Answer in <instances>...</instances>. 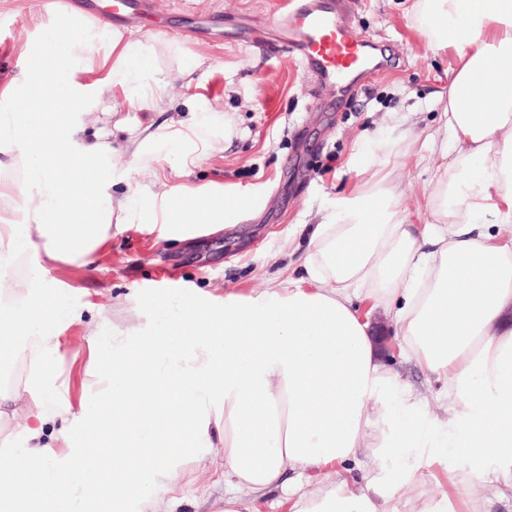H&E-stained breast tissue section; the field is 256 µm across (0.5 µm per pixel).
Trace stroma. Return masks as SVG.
<instances>
[{
    "instance_id": "35a3bbf8",
    "label": "stroma",
    "mask_w": 512,
    "mask_h": 512,
    "mask_svg": "<svg viewBox=\"0 0 512 512\" xmlns=\"http://www.w3.org/2000/svg\"><path fill=\"white\" fill-rule=\"evenodd\" d=\"M45 0H0V57L21 56L42 35L49 14ZM345 22L368 41L373 68L355 87L340 93L318 86L302 62L284 48L272 19L295 10L299 0H154L150 19L157 32L141 35L156 51V79L166 96L165 111L127 101L122 93L104 97L91 119L95 128L139 120L162 128L191 121L195 102L223 111L230 127L214 124L207 139H220L223 151L197 152L189 180L247 192L263 204L260 215L239 214L219 232L196 225L191 237L171 239L158 224L113 230L108 251L88 267L60 266L48 278L72 288L85 319L104 314L120 328L140 330L155 301L178 289L193 290L199 302L220 310L224 298L256 294L269 279L302 272L312 225L320 223L336 193L359 178L356 143L377 131L387 113L407 115L419 136L435 133L448 106L451 59L435 55L405 12L408 0H346ZM222 12L220 31L198 34L192 45L179 37L192 14ZM164 179L150 182L122 146L112 152L121 193L163 196L179 185L177 156L156 152L148 158ZM395 174L406 190L408 221L422 231L431 217L423 189L430 171L414 159L393 157ZM407 463L425 475L428 487L449 496V512H467L465 498L448 479L464 463L461 455L434 460L407 454ZM224 460L204 451L199 468L171 483L162 506L177 512H213L224 500Z\"/></svg>"
}]
</instances>
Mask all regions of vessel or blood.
<instances>
[{
    "label": "vessel or blood",
    "instance_id": "b4317fda",
    "mask_svg": "<svg viewBox=\"0 0 512 512\" xmlns=\"http://www.w3.org/2000/svg\"><path fill=\"white\" fill-rule=\"evenodd\" d=\"M343 7V0H306L294 17L281 16L275 22L282 43L300 56L306 70L321 84L338 88L349 85L367 56L366 43L336 21ZM148 14L147 0H116L112 8L118 20Z\"/></svg>",
    "mask_w": 512,
    "mask_h": 512
}]
</instances>
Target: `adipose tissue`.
Returning <instances> with one entry per match:
<instances>
[{
    "instance_id": "adipose-tissue-1",
    "label": "adipose tissue",
    "mask_w": 512,
    "mask_h": 512,
    "mask_svg": "<svg viewBox=\"0 0 512 512\" xmlns=\"http://www.w3.org/2000/svg\"><path fill=\"white\" fill-rule=\"evenodd\" d=\"M407 15L432 51L454 54L442 137L419 139L402 113H388L396 139L378 142L383 158L371 176L337 194L312 228L304 277L228 295L220 312L183 294L160 299L143 336L83 323L69 290L50 287L44 271L92 264L113 226L153 224L161 210L179 214L166 230L182 239L192 225L230 222L241 201H258L220 186L185 190L161 210L148 196L113 197V133L84 136L80 115L98 101L63 81L55 59L104 71V84L160 111L164 99L148 82L154 51L81 17L49 20L55 56L11 80V93L25 104L39 90L46 108L68 109L67 126L35 137L17 113H0V141L24 176L0 179V336L22 338L18 371L0 376V512H95L101 499L113 512L130 501L156 512L204 448L224 457L232 491L222 512H254V497L280 488L289 512H380L398 488L420 483L416 468L393 459L452 447L481 451L454 475L459 490L470 492L491 462L512 485V238L472 231L481 217L512 223V0H413ZM105 41L116 52L110 63L98 54ZM117 131L136 158L154 143L179 153L190 143L140 123ZM420 149L436 157L425 196L434 223L423 241L406 222V191L389 161ZM87 168L98 181L90 199L72 191ZM20 258L32 261L30 273L7 275ZM363 301L393 308L405 354L446 380L447 420L383 364ZM78 323L90 358L75 391L58 365L61 335ZM156 339L164 347L144 353ZM95 384L106 404L90 401ZM104 448L123 481L103 485L82 469ZM361 453L374 465L359 486L337 476L308 489L285 484L286 472L302 477Z\"/></svg>"
}]
</instances>
